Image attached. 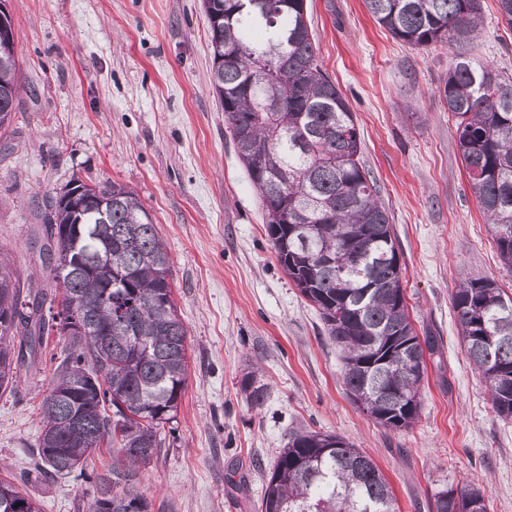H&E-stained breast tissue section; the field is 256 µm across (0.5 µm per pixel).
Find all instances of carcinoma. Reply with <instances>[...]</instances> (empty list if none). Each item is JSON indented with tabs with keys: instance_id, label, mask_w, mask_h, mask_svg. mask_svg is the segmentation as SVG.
Listing matches in <instances>:
<instances>
[{
	"instance_id": "carcinoma-1",
	"label": "carcinoma",
	"mask_w": 512,
	"mask_h": 512,
	"mask_svg": "<svg viewBox=\"0 0 512 512\" xmlns=\"http://www.w3.org/2000/svg\"><path fill=\"white\" fill-rule=\"evenodd\" d=\"M376 22L412 46L456 48L439 86L455 118L458 151L512 268V75L468 55L483 25L482 0H365ZM209 24L210 83L234 149L266 211L279 264L319 312L340 350L346 393L391 431L419 419L432 337L418 336L402 288L396 234L363 161L348 101L316 56L307 0H202ZM21 84L12 17L0 23V130ZM41 212L44 257L56 292L33 291L0 257V389L14 385L59 332L58 310L89 306L93 320L64 337L62 359L41 402L37 453L48 472L84 470L108 441L112 465L97 475L87 512H153L139 489L176 421L188 377L187 330L173 295L170 256L127 187L88 185ZM467 356L484 377L492 409L512 419V297L487 278L452 294ZM80 416L78 426L72 418ZM0 512H40L0 479ZM260 512H399L374 459L330 433L297 430L268 475ZM432 512H488L478 488L444 485Z\"/></svg>"
}]
</instances>
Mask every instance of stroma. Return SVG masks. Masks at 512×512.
Instances as JSON below:
<instances>
[{
  "mask_svg": "<svg viewBox=\"0 0 512 512\" xmlns=\"http://www.w3.org/2000/svg\"><path fill=\"white\" fill-rule=\"evenodd\" d=\"M307 6L319 59L350 105L390 213L414 326L438 341L411 429L382 428L349 398L318 312L277 261L211 88L202 0H11L22 90L0 130V251L35 288L49 287L33 248L36 214L75 176L123 184L151 216L189 347L177 421L140 485L154 512H258L267 474L299 429L368 451L400 512H428L443 483L481 488L489 512H512V421L494 413L451 303L467 276L512 295V270L438 98L453 50L394 39L364 0ZM483 7L472 55L512 73V28L496 0ZM63 347L51 337L40 370L0 392V478L26 482L41 512H85L111 462L104 452L85 473L34 476L50 357ZM250 376L267 387L262 407L246 401Z\"/></svg>",
  "mask_w": 512,
  "mask_h": 512,
  "instance_id": "obj_1",
  "label": "stroma"
}]
</instances>
